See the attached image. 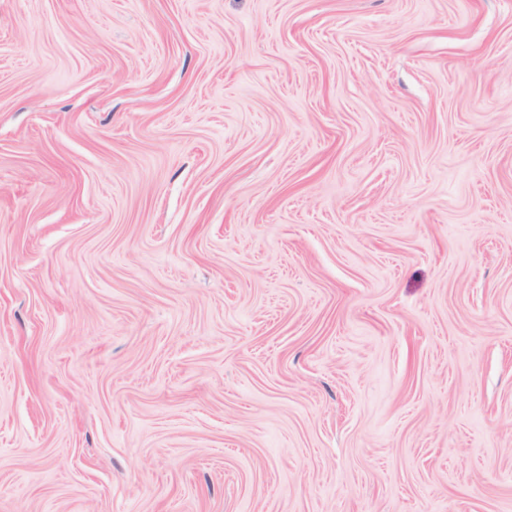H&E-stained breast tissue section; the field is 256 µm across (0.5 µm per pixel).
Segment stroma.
<instances>
[{
    "mask_svg": "<svg viewBox=\"0 0 512 512\" xmlns=\"http://www.w3.org/2000/svg\"><path fill=\"white\" fill-rule=\"evenodd\" d=\"M0 512H512V0H0Z\"/></svg>",
    "mask_w": 512,
    "mask_h": 512,
    "instance_id": "1",
    "label": "stroma"
}]
</instances>
